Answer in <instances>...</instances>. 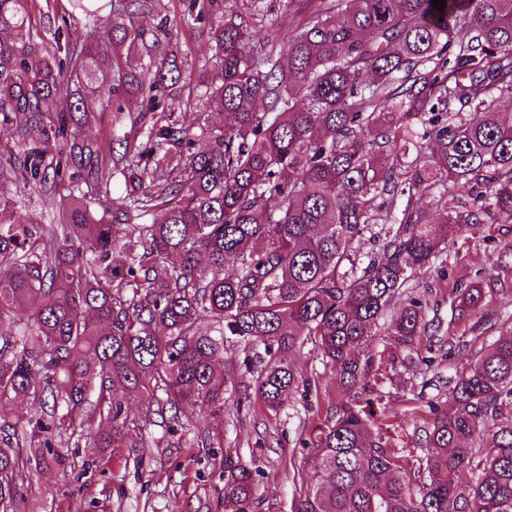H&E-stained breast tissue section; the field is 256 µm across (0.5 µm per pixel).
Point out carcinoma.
Instances as JSON below:
<instances>
[{"label":"carcinoma","instance_id":"1","mask_svg":"<svg viewBox=\"0 0 512 512\" xmlns=\"http://www.w3.org/2000/svg\"><path fill=\"white\" fill-rule=\"evenodd\" d=\"M445 2L311 10V0H287L305 23L269 50L253 43L261 0H235L210 21L219 79L202 101L230 117L216 126L162 111L183 69L176 53L146 48L134 21L154 0H126L128 22L112 24L109 48L69 28L57 29L64 44L42 46L24 0H0V121L34 142L18 171L72 199L42 231L17 223L0 198V403L47 391L52 414L98 421L93 447L129 448L133 398L173 421L185 406L224 412V342L243 345L254 374L244 399L274 414L320 391L323 376L296 361L309 346L348 398L303 425L299 444L320 464L291 512H512V328L455 368L452 407L428 401L412 467L361 406L383 399L380 378L370 379L380 319L390 318L395 344L425 335L448 358L481 339L491 289H455L445 331L421 299L402 297L408 271L461 224H512V112L491 97L512 94V0ZM69 5L100 20V0ZM108 87L119 112L122 98L146 102L133 118L142 139L116 156L84 133ZM117 175L132 192L112 203V219L94 217L92 187ZM449 181L469 186L464 210L423 204ZM397 196L407 197L399 219ZM152 212L160 217L138 223ZM122 224L138 251L118 277L107 261ZM18 309L34 334L1 327ZM463 321L469 340L456 335ZM408 362L424 384L440 382L426 358ZM27 431L38 435L0 409V512L27 479L12 442ZM258 473L224 454L226 512H256Z\"/></svg>","mask_w":512,"mask_h":512}]
</instances>
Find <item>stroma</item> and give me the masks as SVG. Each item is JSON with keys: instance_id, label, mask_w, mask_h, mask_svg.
<instances>
[{"instance_id": "obj_1", "label": "stroma", "mask_w": 512, "mask_h": 512, "mask_svg": "<svg viewBox=\"0 0 512 512\" xmlns=\"http://www.w3.org/2000/svg\"><path fill=\"white\" fill-rule=\"evenodd\" d=\"M190 0H159L156 9L140 17L148 35L162 38L172 33L178 41L184 83L171 96L169 111L192 112L199 105L204 79L216 71L211 63L209 19L189 12ZM36 41L54 44L55 25L45 13L54 10L66 17L70 28L91 29L94 40L111 37L106 22L89 26L84 15L72 13L68 0H26ZM96 118L86 128L89 137L103 146L136 140L139 129L128 115L112 110L111 94H103ZM25 150L10 126L0 124V198L14 203V216L23 224H55L70 206L66 193L45 196L38 188L23 185L13 158ZM512 242V224L462 227L439 259L414 269L406 284L410 296L428 300L426 319L449 320L452 291L483 280H504L506 292L494 295L484 313V341L492 343L512 327V279L504 278L495 258L506 242ZM375 365L386 376L383 402L375 413H388L383 435L391 444L406 449L407 461H415L425 434L424 422L409 408L416 394L432 397L434 388L423 386L417 371L401 363L403 352L393 342L387 321H379L372 338ZM341 394L336 389L287 405L279 415L261 407L225 410L218 415L193 414L190 424L175 426L160 417H146L147 402L131 401L129 411L141 417L132 431L131 447L92 448L74 435L71 427L52 422L39 405L13 402L23 417L42 421L53 446L42 458L26 463L30 474L15 504L16 512H224V453L233 451L260 468L257 512H289L296 486L318 464L316 457L296 446L303 419L312 413L327 415Z\"/></svg>"}]
</instances>
